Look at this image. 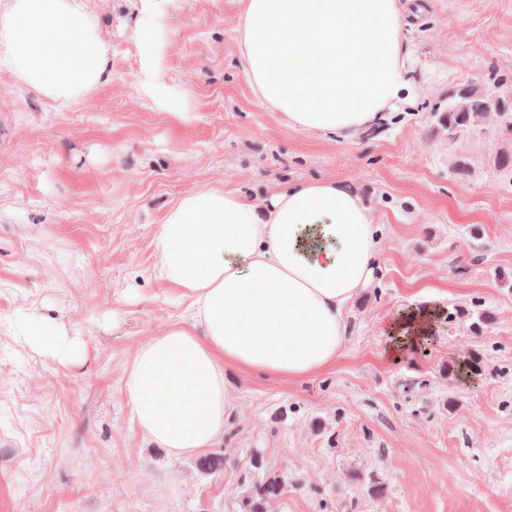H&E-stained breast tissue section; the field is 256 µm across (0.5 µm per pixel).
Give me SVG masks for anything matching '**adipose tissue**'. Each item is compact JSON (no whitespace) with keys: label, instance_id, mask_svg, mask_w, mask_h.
Here are the masks:
<instances>
[{"label":"adipose tissue","instance_id":"1","mask_svg":"<svg viewBox=\"0 0 512 512\" xmlns=\"http://www.w3.org/2000/svg\"><path fill=\"white\" fill-rule=\"evenodd\" d=\"M404 25L399 0H245V74L292 126L346 137L405 89ZM5 26L0 66L54 101L101 80L108 48L82 0H14ZM381 238L361 197L334 179L264 205L219 188L181 198L154 245L191 320L144 343L129 367L125 391L145 439L177 454L210 447L224 432L225 364L290 379L333 364ZM434 316L420 301L388 320L387 359L422 343Z\"/></svg>","mask_w":512,"mask_h":512}]
</instances>
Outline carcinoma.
Listing matches in <instances>:
<instances>
[{"mask_svg":"<svg viewBox=\"0 0 512 512\" xmlns=\"http://www.w3.org/2000/svg\"><path fill=\"white\" fill-rule=\"evenodd\" d=\"M492 115L497 118L500 127L512 136V96L502 95L491 88L466 86L448 95V111L442 113L441 120L448 127V137L454 139L476 128L483 119ZM455 317L472 320L475 331L482 330L492 322V314L478 307L473 310L457 307ZM196 465L203 473H216L224 469V456L206 455ZM282 492L283 482L279 476L266 477L246 501V512H265L266 502Z\"/></svg>","mask_w":512,"mask_h":512,"instance_id":"carcinoma-1","label":"carcinoma"}]
</instances>
